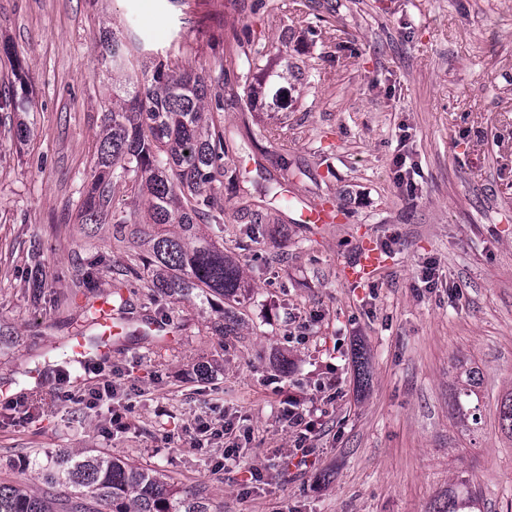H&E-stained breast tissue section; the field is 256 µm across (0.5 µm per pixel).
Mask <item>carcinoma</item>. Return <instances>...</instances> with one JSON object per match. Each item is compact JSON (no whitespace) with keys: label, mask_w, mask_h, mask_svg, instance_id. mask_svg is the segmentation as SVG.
<instances>
[{"label":"carcinoma","mask_w":512,"mask_h":512,"mask_svg":"<svg viewBox=\"0 0 512 512\" xmlns=\"http://www.w3.org/2000/svg\"><path fill=\"white\" fill-rule=\"evenodd\" d=\"M100 64L112 80V98L105 106L95 168L82 205L85 223L99 224L110 212L115 194L132 193V210L115 220L114 238L126 244V280L112 295L128 313L122 293L126 281L144 284L152 293L193 302L235 299L251 285L239 261L224 253V205L219 192L229 173L224 129L215 112L224 97L212 74L242 69L245 107L269 97L277 106L288 98V71L251 78L264 54L244 48L209 68H186L171 57L145 65L140 47L117 27L100 40ZM28 278L43 287L48 272L40 249L31 251ZM95 301L81 305V332L88 347L98 344ZM236 321L220 312L212 330L228 336ZM461 387L453 407L463 424L479 423L473 404L479 372L457 367ZM503 430L512 435V392L499 406ZM0 512H209L200 491L180 488L155 469L116 458L106 452L86 455L60 450L45 457H25L21 475L0 478ZM437 512H481L479 498L462 482L448 492L446 507Z\"/></svg>","instance_id":"obj_1"}]
</instances>
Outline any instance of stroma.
Returning a JSON list of instances; mask_svg holds the SVG:
<instances>
[{"label": "stroma", "mask_w": 512, "mask_h": 512, "mask_svg": "<svg viewBox=\"0 0 512 512\" xmlns=\"http://www.w3.org/2000/svg\"><path fill=\"white\" fill-rule=\"evenodd\" d=\"M111 24L196 69L248 42L297 81L287 108L247 112L239 71L224 75L228 164L278 190L244 250L239 199L223 189L224 249L251 284L227 304L236 335L211 334L217 307L132 288L135 319L174 334L161 349L136 336L113 344L108 365L131 375L88 408L70 397L92 375L45 372L40 397L25 371L77 331V309L56 304L77 268L104 297L126 260L111 221L88 237L80 217L112 94L96 57ZM3 42L23 68L0 54V94L27 89L32 133L17 141L20 117L0 111V327L14 336L0 383L40 409L0 407V454L104 448L201 489L210 512H436L463 480L483 512H512V435L497 411L512 392V0H288L278 16L261 0H0ZM275 151L295 177L271 165ZM399 156L413 188L395 180ZM319 194L345 210L340 223L303 220ZM365 242L384 246L386 263L349 283L342 268ZM39 243L49 276L35 293L26 267ZM460 362L480 373L476 429L450 403ZM291 397L316 411L303 460L281 419ZM115 410L131 427L109 434ZM200 417L253 439L230 457L217 442L196 446Z\"/></svg>", "instance_id": "1"}]
</instances>
